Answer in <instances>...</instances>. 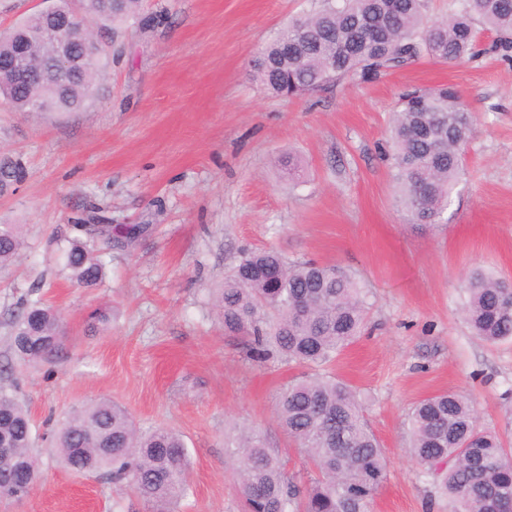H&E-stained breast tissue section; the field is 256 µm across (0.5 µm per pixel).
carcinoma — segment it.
<instances>
[{"instance_id":"cac0c4a2","label":"carcinoma","mask_w":512,"mask_h":512,"mask_svg":"<svg viewBox=\"0 0 512 512\" xmlns=\"http://www.w3.org/2000/svg\"><path fill=\"white\" fill-rule=\"evenodd\" d=\"M64 12L92 24H112L113 42L135 15L138 0H60ZM426 0H325L319 11L281 27L260 50L254 78L273 94L306 95L342 79L367 81L422 56L436 62L512 57V0H448V16L425 21ZM497 34L480 41L475 22ZM24 25L38 32L25 63L43 68L30 82L0 80V97L19 112L79 110L95 90L106 49L76 46L79 67L52 64L58 34L39 13ZM16 38L0 36V71L10 67ZM475 121L451 86L402 94L394 111V182L398 203L413 224H437L464 170L463 147ZM21 163L0 157V192L23 178ZM112 224L77 219L60 239L61 272L75 287L94 289L105 275L103 251L112 248ZM24 247L17 224H0V269ZM463 308L474 336L494 344L512 339V285L474 272L464 284ZM224 334L242 336L262 362L278 356L322 367L360 336L366 320V289L352 274L317 261H290L274 249L242 253L216 295ZM65 330L58 312L35 293L21 302L11 321L14 357L49 364ZM275 413L306 462L316 471L305 490L289 481L281 462L253 428L242 431L235 451L244 512H370L387 462L364 415L355 389L331 376L290 382L279 392ZM409 453L454 512H507L512 504V452L498 435L480 427L473 400L445 392L418 402L410 416ZM0 441L14 448L0 460L3 481L16 477L28 495L40 479L35 438L25 406L0 384ZM64 465L83 476L105 472L126 484L152 512H175L187 487L188 452L170 428L140 433L128 412L110 400L92 402L66 417L55 438Z\"/></svg>"}]
</instances>
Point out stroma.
<instances>
[{"label":"stroma","instance_id":"obj_1","mask_svg":"<svg viewBox=\"0 0 512 512\" xmlns=\"http://www.w3.org/2000/svg\"><path fill=\"white\" fill-rule=\"evenodd\" d=\"M320 0H141L97 91L75 112L24 113L0 101V155L22 160L0 194V224L22 227V258L0 273V365L9 321L31 285L61 314L53 363L11 364L28 408L41 479L0 512H150L106 475L79 477L52 447L51 426L101 398L145 431L181 434L191 461L179 512H242L233 442L262 431L288 478L312 472L280 427L273 402L304 367L256 363L225 335L214 293L243 250L341 266L368 290L367 327L330 371L358 392L387 471L372 512H449L410 457L408 414L421 399L470 394L482 427L512 448V339L487 344L461 316L477 268L512 281V60L423 58L361 83L301 98L264 91L252 61L288 17ZM454 85L476 116L465 172L440 223H406L387 156L392 110L408 89ZM303 175L282 176L287 157ZM139 227L105 255L100 287L60 274L57 236L71 220ZM107 326L87 327L95 308Z\"/></svg>","mask_w":512,"mask_h":512}]
</instances>
